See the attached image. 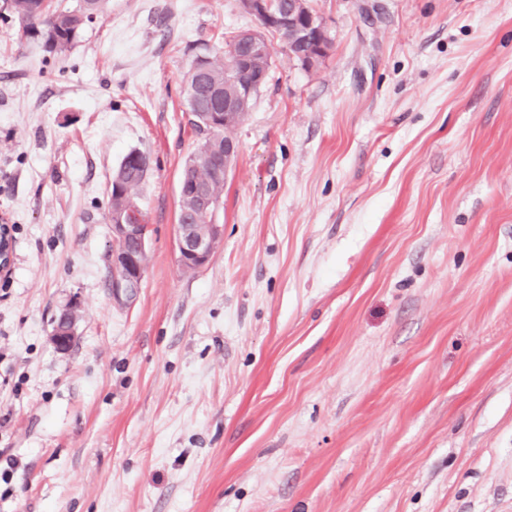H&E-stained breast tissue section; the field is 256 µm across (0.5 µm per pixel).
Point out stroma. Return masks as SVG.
<instances>
[{"mask_svg": "<svg viewBox=\"0 0 512 512\" xmlns=\"http://www.w3.org/2000/svg\"><path fill=\"white\" fill-rule=\"evenodd\" d=\"M311 6L328 54L269 36L196 270L183 80L255 18L109 0L63 56L0 23V512H512V0ZM132 151L128 300L108 198ZM138 209L132 204L126 213L112 215V236L118 248L112 252V286L117 290L128 291L130 287H139L144 266L138 255L127 251L122 245L134 240L139 252L146 249V224H137ZM219 205H215L208 224L203 216L197 217L201 224H178L176 245L182 266L199 269L210 262L214 254V243L223 233V225L215 221Z\"/></svg>", "mask_w": 512, "mask_h": 512, "instance_id": "obj_1", "label": "stroma"}]
</instances>
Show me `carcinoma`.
<instances>
[{"mask_svg":"<svg viewBox=\"0 0 512 512\" xmlns=\"http://www.w3.org/2000/svg\"><path fill=\"white\" fill-rule=\"evenodd\" d=\"M104 8L105 0H82L80 7L72 10L52 6L46 0H10L9 14L3 16V21L18 19L26 33L46 36L50 51L62 54L88 22L102 16ZM249 81L248 74L232 70L226 52L197 57L185 80L187 109L201 140L185 161L180 177L204 187L217 200L221 199L226 180L224 134L232 126L214 130L201 122V113L212 111V94L237 100ZM144 180L145 175L135 166L122 162L112 175L108 209L119 208L134 199Z\"/></svg>","mask_w":512,"mask_h":512,"instance_id":"cac0c4a2","label":"carcinoma"}]
</instances>
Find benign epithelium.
<instances>
[{
	"label": "benign epithelium",
	"mask_w": 512,
	"mask_h": 512,
	"mask_svg": "<svg viewBox=\"0 0 512 512\" xmlns=\"http://www.w3.org/2000/svg\"><path fill=\"white\" fill-rule=\"evenodd\" d=\"M275 4L276 0H240L241 8L255 17L260 30L251 32L240 44L231 45L229 52L233 69L244 68L250 57L261 49L263 31L276 28L303 30L307 39L313 41L315 53L310 59L312 63L327 52L325 27L313 11L301 12V0H292V6L281 12L275 10ZM137 215L138 209L134 205L125 213L112 215V236L118 243V248L112 252V287L118 290L127 291L139 286L143 277L144 266L138 255L123 247L126 241L133 240L138 250L146 249L147 225L137 223ZM215 217L216 213L213 212L206 224L178 225L176 245L181 265L199 269L210 262L214 254V243L223 233V227L216 223ZM72 340V330L67 325V318L63 316L53 330L52 341L58 350L66 351Z\"/></svg>",
	"instance_id": "7a95c632"
}]
</instances>
